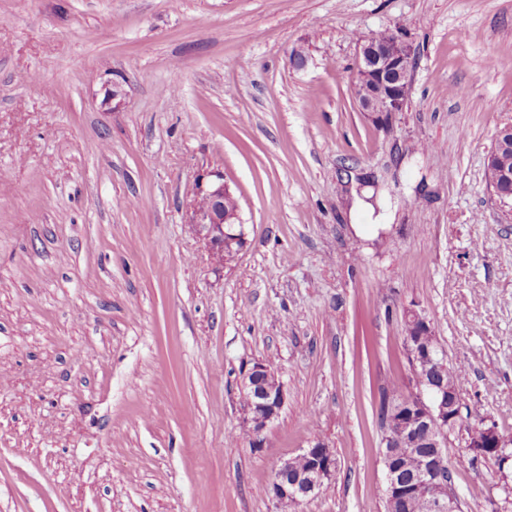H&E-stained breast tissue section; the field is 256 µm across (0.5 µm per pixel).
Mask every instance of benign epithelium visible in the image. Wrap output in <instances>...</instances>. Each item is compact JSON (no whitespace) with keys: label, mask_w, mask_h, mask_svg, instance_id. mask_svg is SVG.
<instances>
[{"label":"benign epithelium","mask_w":512,"mask_h":512,"mask_svg":"<svg viewBox=\"0 0 512 512\" xmlns=\"http://www.w3.org/2000/svg\"><path fill=\"white\" fill-rule=\"evenodd\" d=\"M411 77V52L405 41L396 38L381 47L368 39L362 41L353 82L359 91L361 111L378 117L402 111ZM214 177L207 188L200 190L201 199L193 208L190 224L217 262L222 264L225 240L237 236L233 229L240 219L238 211L224 210V198L231 194L224 176L216 173ZM270 373V367L257 364L243 378V386L254 392L252 404L247 408L246 424L257 448L261 447L265 431L284 404L283 387L258 382ZM394 401L396 411L408 414V418L399 423L386 421L384 447H393L421 428L426 431L425 446L430 451L422 454L414 450L413 456L419 466L408 484L397 482L394 466L390 464V458H385V493L389 496L420 493L426 500L428 512H459L457 495L446 479L449 433L463 421L458 389L441 384L432 390L399 394ZM507 445L508 441L493 425L480 423L469 430L468 447L479 456L502 457ZM302 457L308 463L307 470L293 483L282 479V474L288 471L286 460L273 474L271 490L282 505L297 504L314 495L331 476L334 462L324 442L309 446L302 452Z\"/></svg>","instance_id":"1"}]
</instances>
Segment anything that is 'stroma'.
<instances>
[{
    "instance_id": "obj_1",
    "label": "stroma",
    "mask_w": 512,
    "mask_h": 512,
    "mask_svg": "<svg viewBox=\"0 0 512 512\" xmlns=\"http://www.w3.org/2000/svg\"><path fill=\"white\" fill-rule=\"evenodd\" d=\"M381 31L415 59L385 123L352 92ZM510 123L512 0H0V512H384L411 308L512 440V206L486 179ZM217 173L244 226L222 264L189 223ZM258 363L285 400L254 448ZM467 438L462 512H512V457ZM317 440L330 481L281 507L275 468Z\"/></svg>"
}]
</instances>
